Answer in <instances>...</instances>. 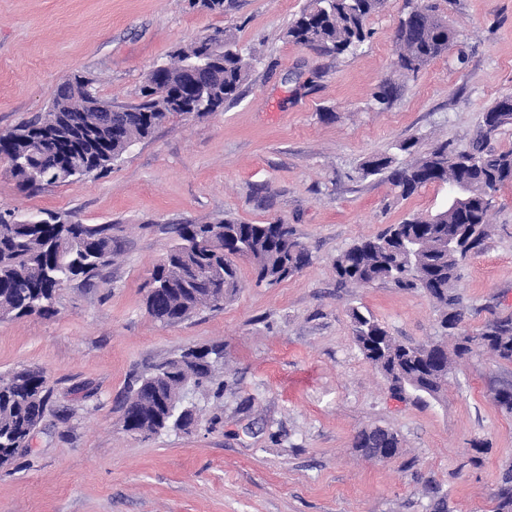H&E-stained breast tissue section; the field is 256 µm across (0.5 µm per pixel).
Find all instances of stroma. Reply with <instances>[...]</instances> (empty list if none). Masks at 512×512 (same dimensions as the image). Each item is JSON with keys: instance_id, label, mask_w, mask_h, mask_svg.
<instances>
[{"instance_id": "35a3bbf8", "label": "stroma", "mask_w": 512, "mask_h": 512, "mask_svg": "<svg viewBox=\"0 0 512 512\" xmlns=\"http://www.w3.org/2000/svg\"><path fill=\"white\" fill-rule=\"evenodd\" d=\"M307 0H0V132L46 111L62 80H91L114 106L141 101L147 72L171 53L232 33L252 57L238 100L200 117L172 115L107 172L21 192L0 162V210L50 211L112 227L113 262L60 288L57 313L0 321V375L44 373L47 411L27 453L0 467V512H493L512 465V414L494 394L512 363L489 353L453 361L426 403L396 400L360 353L349 312L369 310L398 341L436 332L421 290L340 282L336 257L362 237L446 208L448 189L400 198L371 156L446 141L502 151L512 129L487 137L481 114L512 93V0H457L455 54L398 71L395 31L408 0H386L356 55L322 54L285 32ZM388 90L389 103L374 100ZM289 224L312 255L273 288L240 284L223 310L164 325L145 306L146 282L175 244L177 224L224 217ZM491 234L455 284L467 328L512 314V186L494 197ZM220 345L222 386L196 394L198 422L147 439L123 429L130 387L182 351ZM398 433L387 461L354 447L357 432ZM488 446L476 454L474 442Z\"/></svg>"}]
</instances>
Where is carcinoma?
Listing matches in <instances>:
<instances>
[{
  "instance_id": "1",
  "label": "carcinoma",
  "mask_w": 512,
  "mask_h": 512,
  "mask_svg": "<svg viewBox=\"0 0 512 512\" xmlns=\"http://www.w3.org/2000/svg\"><path fill=\"white\" fill-rule=\"evenodd\" d=\"M385 0H309L286 32L289 41L313 50L347 55L367 41L366 23ZM224 42V55L213 59L212 69L196 78L195 93L182 63L190 57L211 56V43ZM458 43V33L441 14L438 0H414L396 31L397 64L415 72ZM251 68L232 35L218 31L208 39L176 49L155 75V87L143 83L142 102L131 109L112 110L106 119L92 88L71 75L58 87L48 110L36 113L12 130L0 134V160L18 187L36 192L100 174L111 168L133 145L149 137L183 109L170 108L164 94L186 99L197 113L217 112L239 97ZM488 135L512 128V102L501 97L482 113ZM417 141L399 145L403 162L390 155L373 156L362 164L365 175H387L398 196L407 198L429 184L448 186V207L422 217L391 224L381 233L364 237L343 250L335 261L343 282L369 285L390 282L398 288L422 289L438 305V333L455 338L453 353L439 339L421 345L398 342L371 313L350 310L356 345L363 357L390 383L391 394L404 399L434 397L448 383L452 357L473 351L488 352L512 363V316L486 321L476 330L463 325L465 306L454 292L460 264L479 253L491 233L489 212L496 193L512 185V149L486 151L438 143L419 154ZM468 182L473 199L454 200L456 186ZM176 244L168 262L154 268L147 283L146 304L162 324L184 321L196 312L220 310L239 288L237 260L252 265L255 284L272 288L296 275L311 254L281 222L248 224L224 218L204 224H179ZM208 238L207 249L195 250L196 240ZM112 260V225L82 224L59 213L38 211L23 217L0 211V319L55 314L56 294L62 284L89 280ZM215 379V369L177 359L155 367L142 379L125 403L126 430L133 436L152 435L162 426L166 404L185 382L200 390ZM51 390L42 372L22 368L0 378V455L27 447V440L44 416ZM494 401L512 414V385L498 388ZM400 438L393 431L370 433L354 439V448L368 458L390 460L400 453ZM495 512H512V469L501 478Z\"/></svg>"
}]
</instances>
